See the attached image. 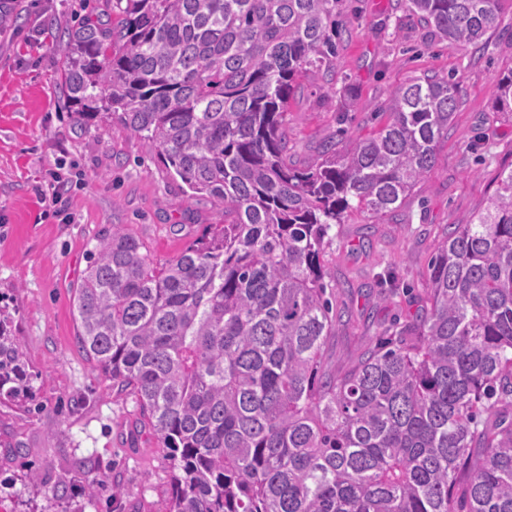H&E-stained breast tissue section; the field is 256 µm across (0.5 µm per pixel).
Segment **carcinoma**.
<instances>
[{"instance_id":"cac0c4a2","label":"carcinoma","mask_w":512,"mask_h":512,"mask_svg":"<svg viewBox=\"0 0 512 512\" xmlns=\"http://www.w3.org/2000/svg\"><path fill=\"white\" fill-rule=\"evenodd\" d=\"M498 0H409L441 40L477 46ZM338 0H105L70 26L75 116L118 118L224 223L159 263L120 226L75 288L79 348L136 397L171 460L167 512H512V168L450 224L423 308L343 374L322 257L333 225L397 211L436 161L459 83L397 90L350 151L291 160L288 98L336 60ZM0 0V29L17 22ZM499 108L512 112V72ZM0 319V402L32 398Z\"/></svg>"}]
</instances>
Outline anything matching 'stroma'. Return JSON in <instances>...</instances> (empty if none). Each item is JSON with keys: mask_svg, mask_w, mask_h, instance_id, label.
<instances>
[{"mask_svg": "<svg viewBox=\"0 0 512 512\" xmlns=\"http://www.w3.org/2000/svg\"><path fill=\"white\" fill-rule=\"evenodd\" d=\"M19 3L18 23L0 31V312L34 378L31 409L0 403V512H165L166 452L139 426L134 395L79 351L73 295L113 225L162 263L222 223L224 207L187 200L181 181L119 121L88 125L70 113L58 79L63 30L98 14L104 0ZM336 23L340 53L329 75H301L288 101L295 164L316 163L328 142L349 151L385 124L405 85L451 74L461 87L436 165L401 208L380 218L349 211L330 232L322 262L342 320L326 363L342 371L419 314L445 226L481 211L498 172L512 167V112L498 109L499 80L512 71V0H501L497 28L476 48L438 40L407 0H343ZM56 173L70 182L59 206L43 194ZM389 272L405 292L386 300L374 278ZM95 478L106 485L91 495Z\"/></svg>", "mask_w": 512, "mask_h": 512, "instance_id": "1", "label": "stroma"}]
</instances>
